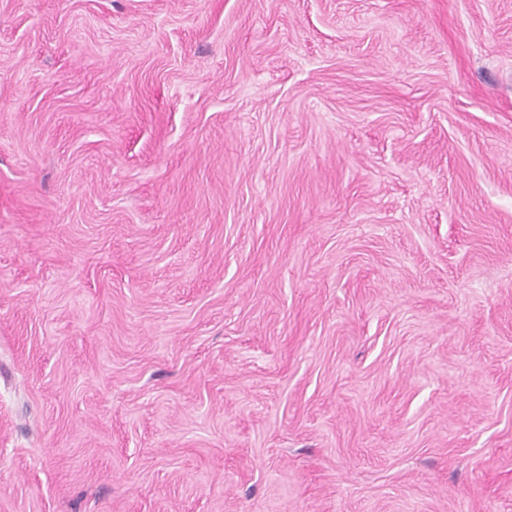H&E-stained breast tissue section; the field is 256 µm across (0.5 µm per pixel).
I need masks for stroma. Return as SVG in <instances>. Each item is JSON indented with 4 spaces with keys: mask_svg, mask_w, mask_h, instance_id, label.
I'll return each instance as SVG.
<instances>
[{
    "mask_svg": "<svg viewBox=\"0 0 512 512\" xmlns=\"http://www.w3.org/2000/svg\"><path fill=\"white\" fill-rule=\"evenodd\" d=\"M0 512H512V0H0Z\"/></svg>",
    "mask_w": 512,
    "mask_h": 512,
    "instance_id": "35a3bbf8",
    "label": "stroma"
}]
</instances>
